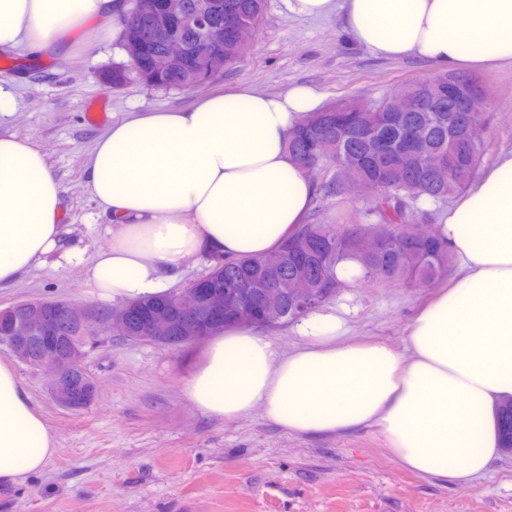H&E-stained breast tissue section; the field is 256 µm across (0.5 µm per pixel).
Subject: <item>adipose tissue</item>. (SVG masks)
<instances>
[{"mask_svg":"<svg viewBox=\"0 0 512 512\" xmlns=\"http://www.w3.org/2000/svg\"><path fill=\"white\" fill-rule=\"evenodd\" d=\"M289 16L342 10L353 41L387 59L452 72L512 64V0H282ZM120 0H0V55L70 46ZM323 97L242 86L169 112H134L96 141L87 186L111 241L91 263L62 247L59 183L29 141L0 135V285L36 265L83 266L116 303L165 294L203 246L227 257L277 251L317 195L289 154ZM436 232L455 260L411 323L405 350L344 342L336 309L307 314L303 344L278 354L249 327L212 337L185 387L200 412L231 421L261 409L288 432L374 429L404 468L470 482L501 455L497 412L512 403V150L448 207ZM55 438L13 367L0 361V486L41 472Z\"/></svg>","mask_w":512,"mask_h":512,"instance_id":"obj_1","label":"adipose tissue"}]
</instances>
